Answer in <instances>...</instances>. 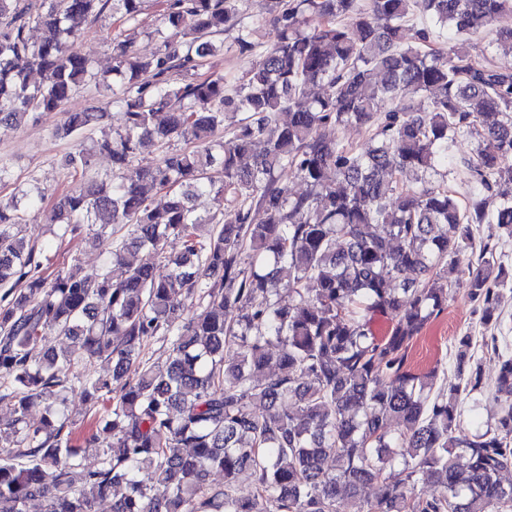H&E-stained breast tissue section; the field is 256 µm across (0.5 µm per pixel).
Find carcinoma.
<instances>
[{"label":"carcinoma","instance_id":"1","mask_svg":"<svg viewBox=\"0 0 512 512\" xmlns=\"http://www.w3.org/2000/svg\"><path fill=\"white\" fill-rule=\"evenodd\" d=\"M142 4L43 0L34 10L0 0V123L61 112L56 135L66 138L108 118L64 111L96 78L77 49L79 24L109 7L134 20ZM415 9L423 26L409 38ZM268 11L276 40L230 90L222 75L174 87L168 74L196 70L226 26L237 28L240 53L255 48L235 0H168L156 54L114 48L119 127L97 142L112 175L84 179L91 150L70 153L73 187L50 223L72 239L89 225L111 230L122 279L80 268L44 274L41 252L10 232L40 188L0 202V406L10 413L0 426V512H27L34 500L44 512H96L106 499L112 512H512V484L500 480L512 469V355L498 354L497 422L473 433L460 428L462 395L481 387L480 373L449 392L437 370L407 365L413 341L448 308L452 288L441 281L452 275L471 271L483 321L495 320L506 273L473 226L512 237V69L468 42L512 14V0H369L366 9L268 0ZM495 40L512 49V29ZM405 90L423 104H398ZM172 95L187 101L179 112L166 110ZM352 124L369 133L358 147L325 133ZM467 136L477 145L458 158ZM179 137L192 146L171 148ZM149 142L163 148L159 161L131 169ZM284 168L305 193L278 181ZM454 169L471 185L464 201L448 190ZM152 189L165 191L163 205L149 201ZM203 193L217 212L196 211ZM171 235L182 242L173 255ZM143 249L166 275L127 260ZM378 314L391 318L383 336L372 329ZM59 336L71 341L63 355L52 345ZM155 338L170 342L163 369L140 357ZM273 350L279 373L267 371ZM103 355L112 376L88 371L72 383L75 366ZM74 386L95 424L81 444L64 413ZM394 420L405 425L397 435ZM82 452L97 457L95 468ZM215 471L224 485L210 483ZM421 478L432 494L415 493ZM155 482L167 494H153ZM370 484L374 497L359 499Z\"/></svg>","mask_w":512,"mask_h":512}]
</instances>
